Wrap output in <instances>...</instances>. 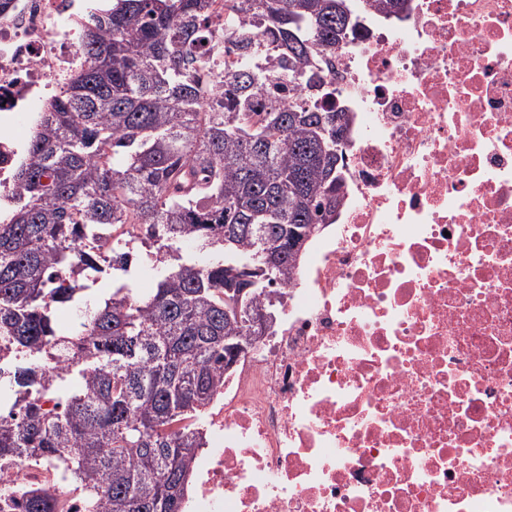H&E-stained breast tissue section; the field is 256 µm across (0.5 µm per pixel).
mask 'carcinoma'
<instances>
[{"mask_svg":"<svg viewBox=\"0 0 512 512\" xmlns=\"http://www.w3.org/2000/svg\"><path fill=\"white\" fill-rule=\"evenodd\" d=\"M109 0L82 27L85 63L41 113L14 172L17 197L0 222V362L9 369L0 411V467L54 461L81 487L88 512H181L202 445L199 417L223 382L230 342L267 289L293 281L312 230L341 203L338 140L349 113L310 105L322 77L315 55L355 27L351 0ZM224 8V36L210 23ZM233 45L236 64L214 95L211 51ZM301 87L288 104L259 96ZM236 224L224 245V225ZM125 225L137 236H105ZM293 242L266 268L247 226ZM149 242L154 291L126 283L86 305L68 336L53 309L85 292L79 277L125 270L130 242ZM192 243L207 259L185 257ZM248 289L249 311L226 313L224 287ZM68 378L77 390L49 412L42 398ZM22 512H58L33 490Z\"/></svg>","mask_w":512,"mask_h":512,"instance_id":"carcinoma-1","label":"carcinoma"}]
</instances>
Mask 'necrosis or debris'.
Instances as JSON below:
<instances>
[{
	"mask_svg": "<svg viewBox=\"0 0 512 512\" xmlns=\"http://www.w3.org/2000/svg\"><path fill=\"white\" fill-rule=\"evenodd\" d=\"M316 67L348 112L334 223L224 373L182 512H512V0H354ZM86 0L0 11V200L84 63ZM86 512L47 460L0 471Z\"/></svg>",
	"mask_w": 512,
	"mask_h": 512,
	"instance_id": "1",
	"label": "necrosis or debris"
}]
</instances>
